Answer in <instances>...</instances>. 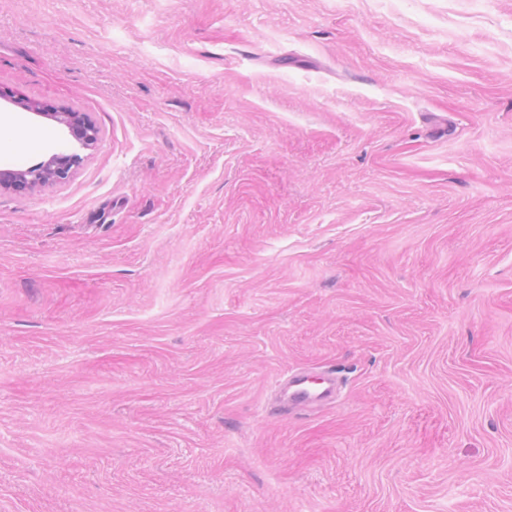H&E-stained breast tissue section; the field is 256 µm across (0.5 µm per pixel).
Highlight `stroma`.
<instances>
[{
	"mask_svg": "<svg viewBox=\"0 0 512 512\" xmlns=\"http://www.w3.org/2000/svg\"><path fill=\"white\" fill-rule=\"evenodd\" d=\"M64 147L0 191V512H512V0H0V170ZM36 114L64 126L73 137L81 141L84 148L93 145L98 139L97 127L84 112H37ZM81 158L75 153L57 152L43 163L25 171L0 173V189H35L67 179ZM336 384L335 373L320 371V377H313L305 371L296 372L289 378L284 377L277 386L283 391V399L273 397L266 406V415L287 418L289 410L310 411L334 403Z\"/></svg>",
	"mask_w": 512,
	"mask_h": 512,
	"instance_id": "35a3bbf8",
	"label": "stroma"
}]
</instances>
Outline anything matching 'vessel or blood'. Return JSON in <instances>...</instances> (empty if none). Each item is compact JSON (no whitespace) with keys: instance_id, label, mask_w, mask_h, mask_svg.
I'll return each instance as SVG.
<instances>
[{"instance_id":"b4317fda","label":"vessel or blood","mask_w":512,"mask_h":512,"mask_svg":"<svg viewBox=\"0 0 512 512\" xmlns=\"http://www.w3.org/2000/svg\"><path fill=\"white\" fill-rule=\"evenodd\" d=\"M337 378L335 374L324 372L314 377L301 371L289 378L280 380V394L272 398L266 413L276 418H286L289 411H310L334 403Z\"/></svg>"}]
</instances>
